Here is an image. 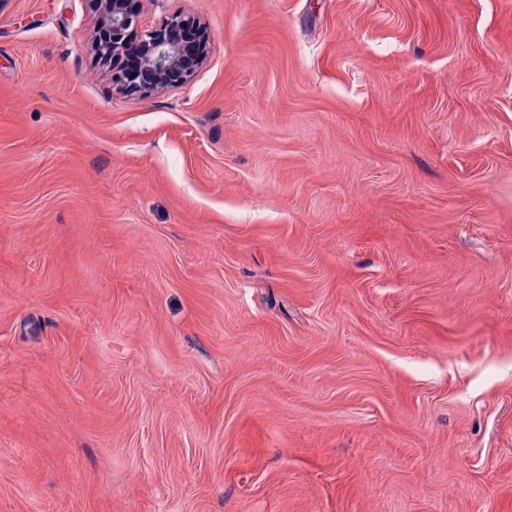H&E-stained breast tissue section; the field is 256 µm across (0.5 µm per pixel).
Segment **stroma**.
Returning a JSON list of instances; mask_svg holds the SVG:
<instances>
[{
  "label": "stroma",
  "mask_w": 512,
  "mask_h": 512,
  "mask_svg": "<svg viewBox=\"0 0 512 512\" xmlns=\"http://www.w3.org/2000/svg\"><path fill=\"white\" fill-rule=\"evenodd\" d=\"M0 0V512H512V0ZM97 16V28L90 49L104 62L118 61L133 40L140 66L145 74L141 84L128 83L133 93H162L184 85L206 59L209 45L207 31L195 18L175 15L160 25L141 30L139 12L131 0H85ZM195 28L199 35L200 52L195 60L187 58L185 35Z\"/></svg>",
  "instance_id": "stroma-1"
}]
</instances>
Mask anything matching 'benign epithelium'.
<instances>
[{
	"label": "benign epithelium",
	"instance_id": "7a95c632",
	"mask_svg": "<svg viewBox=\"0 0 512 512\" xmlns=\"http://www.w3.org/2000/svg\"><path fill=\"white\" fill-rule=\"evenodd\" d=\"M97 16V28L90 49L104 62H115L126 53L132 41L145 74L141 84L129 83L134 93H162L184 85L206 59L209 45L207 31L195 18L175 15L160 25L143 30L139 12L132 0H85ZM199 35L200 52L194 60L187 58L185 35L190 29Z\"/></svg>",
	"mask_w": 512,
	"mask_h": 512
}]
</instances>
